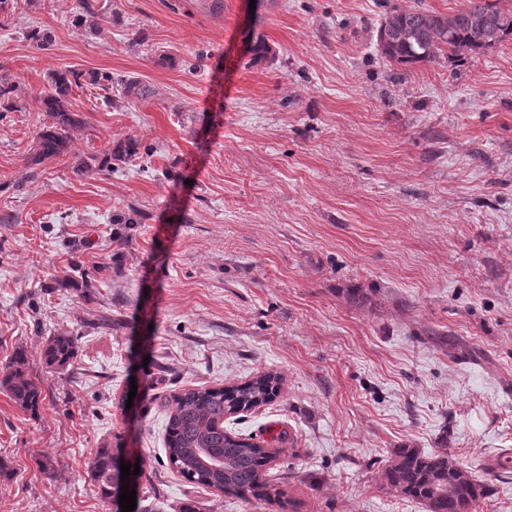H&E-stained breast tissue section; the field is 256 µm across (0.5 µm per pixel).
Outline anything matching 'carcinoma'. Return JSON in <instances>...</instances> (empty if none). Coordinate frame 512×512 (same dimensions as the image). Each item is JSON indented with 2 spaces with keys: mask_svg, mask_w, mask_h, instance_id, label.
I'll return each mask as SVG.
<instances>
[{
  "mask_svg": "<svg viewBox=\"0 0 512 512\" xmlns=\"http://www.w3.org/2000/svg\"><path fill=\"white\" fill-rule=\"evenodd\" d=\"M512 36V10L498 6V0H468L465 8L449 15L425 9L390 6L382 20L377 42L389 61L411 67L433 63L448 51L459 57L479 54ZM102 86L112 78L94 71L72 69L50 73V87L38 97L39 111L54 122L37 134L34 163L63 156L70 151L73 129L83 121L67 107L72 85L80 81ZM133 139L105 153L100 167L121 163L138 153ZM84 283L62 277L43 285L45 292L57 288L83 290ZM78 354L77 337L57 334L49 337L41 351L48 372L64 370ZM26 350L18 348L0 372V388L22 410L37 414L44 400L39 378L28 370ZM280 375L263 372L250 381L232 387L194 388L166 401L169 413L165 425L166 458L185 480L224 494L231 499L264 500L285 507L283 492L262 481L261 472L271 460L269 449L243 434L224 430V417L250 411L276 398ZM124 461L121 443L106 442L87 463V472L101 498L114 502ZM386 486L396 495L423 503L428 512H473L487 493V481L478 480L445 448L425 453L418 448L396 449L385 468Z\"/></svg>",
  "mask_w": 512,
  "mask_h": 512,
  "instance_id": "carcinoma-1",
  "label": "carcinoma"
}]
</instances>
